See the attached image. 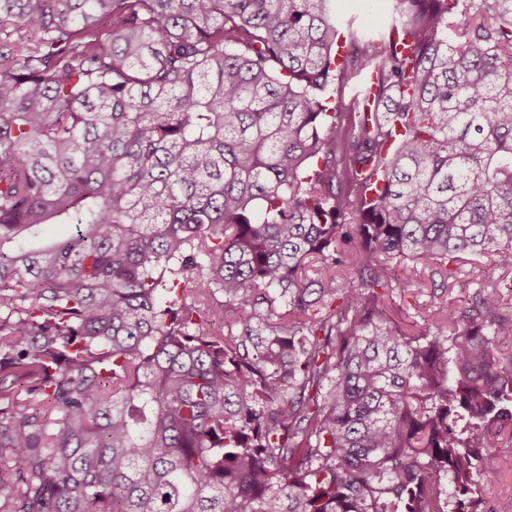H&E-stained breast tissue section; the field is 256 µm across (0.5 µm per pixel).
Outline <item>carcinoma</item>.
<instances>
[{
	"label": "carcinoma",
	"instance_id": "cac0c4a2",
	"mask_svg": "<svg viewBox=\"0 0 512 512\" xmlns=\"http://www.w3.org/2000/svg\"><path fill=\"white\" fill-rule=\"evenodd\" d=\"M395 2L0 0V512H478L512 310L386 301L512 271V0ZM393 0H371L370 7L359 9V0H337L333 2L334 10H337L347 19H353V27L345 36L346 45L342 49L345 52L351 41V31H360L363 28L378 29L384 27L390 17L393 8ZM336 77V84L331 88L330 104L329 107H335V111L332 112H358L356 108V102L353 99V87L349 82H345L343 85L341 80ZM356 109V110H355ZM431 264H418L414 286L397 287L387 300V314L399 325L422 331L431 327L430 315L439 309L452 316L477 290L493 292L512 306V273L506 274L490 257L459 262L454 280L441 278Z\"/></svg>",
	"mask_w": 512,
	"mask_h": 512
}]
</instances>
